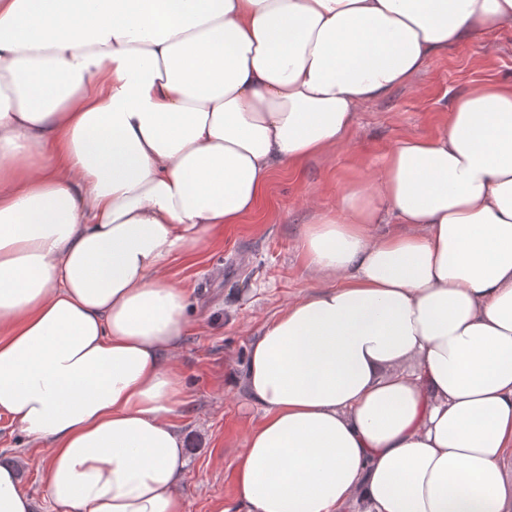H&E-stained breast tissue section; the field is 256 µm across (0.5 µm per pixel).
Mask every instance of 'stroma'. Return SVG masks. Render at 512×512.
Segmentation results:
<instances>
[{"label": "stroma", "instance_id": "obj_1", "mask_svg": "<svg viewBox=\"0 0 512 512\" xmlns=\"http://www.w3.org/2000/svg\"><path fill=\"white\" fill-rule=\"evenodd\" d=\"M483 81L512 84V21L439 53L411 84L363 106L349 146L277 169L254 213L225 225L193 256L171 259L169 277L184 289L190 312L176 355L187 388L177 418L186 439V512H244L232 463L262 411L247 399L241 378L250 343L289 300L317 285L296 248L315 212L307 199L315 198L319 210L335 209L349 181L368 176L399 140L433 134L455 99ZM3 460L16 464L35 512H54L40 479L43 449L0 416Z\"/></svg>", "mask_w": 512, "mask_h": 512}]
</instances>
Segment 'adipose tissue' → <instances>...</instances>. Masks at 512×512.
Returning <instances> with one entry per match:
<instances>
[{"label": "adipose tissue", "mask_w": 512, "mask_h": 512, "mask_svg": "<svg viewBox=\"0 0 512 512\" xmlns=\"http://www.w3.org/2000/svg\"><path fill=\"white\" fill-rule=\"evenodd\" d=\"M512 0H0V416L57 512H185L168 275ZM251 344L246 512H512V86L348 183Z\"/></svg>", "instance_id": "1"}]
</instances>
